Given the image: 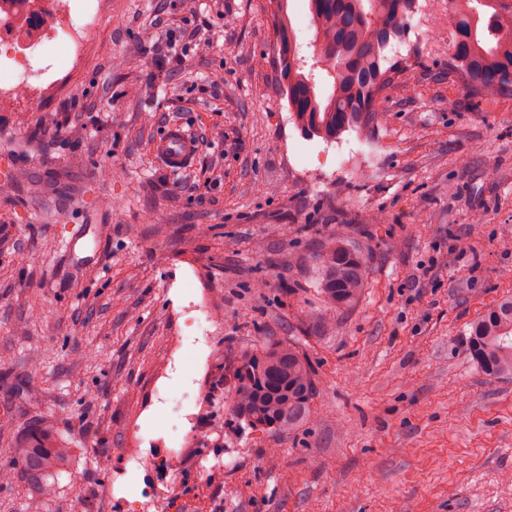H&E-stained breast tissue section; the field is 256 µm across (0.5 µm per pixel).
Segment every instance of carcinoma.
<instances>
[{
	"label": "carcinoma",
	"mask_w": 512,
	"mask_h": 512,
	"mask_svg": "<svg viewBox=\"0 0 512 512\" xmlns=\"http://www.w3.org/2000/svg\"><path fill=\"white\" fill-rule=\"evenodd\" d=\"M277 46L291 63L284 71L295 122L307 134L336 139L349 129L367 126L378 112V96L388 83L383 68L391 41L405 35L414 0H309L315 42L330 54L317 68H306L288 16V0H270ZM458 20L453 29L452 61L461 77L487 95L512 85V4L503 0H448ZM332 80V92L317 89L315 71ZM319 285L328 308L340 311L361 296L362 255L343 241L316 257ZM470 358L491 377L512 376V296H505L471 324ZM233 414L245 424L272 434L291 433L311 414L315 392L310 363L300 348L276 342L239 356ZM29 484L50 495L58 478L72 466L67 444L43 431L21 457Z\"/></svg>",
	"instance_id": "cac0c4a2"
}]
</instances>
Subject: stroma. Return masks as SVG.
<instances>
[{"label": "stroma", "mask_w": 512, "mask_h": 512, "mask_svg": "<svg viewBox=\"0 0 512 512\" xmlns=\"http://www.w3.org/2000/svg\"><path fill=\"white\" fill-rule=\"evenodd\" d=\"M268 0H106L79 69L0 106V512H119L156 484L128 474L134 427L164 430L156 380L197 415L217 477L186 467L170 512H512V377L464 351L512 295V90L472 91L452 64L448 0H416L385 55L362 131L324 141L291 118ZM199 27L174 75L158 37ZM204 137L171 175L152 145L170 122ZM186 189H179V182ZM91 230L66 254L60 228ZM361 253L366 287L327 315L315 257ZM196 267L215 321L192 343L181 281ZM291 341L312 412L271 435L231 414L239 353ZM76 459L50 498L5 443L38 430Z\"/></svg>", "instance_id": "stroma-1"}]
</instances>
